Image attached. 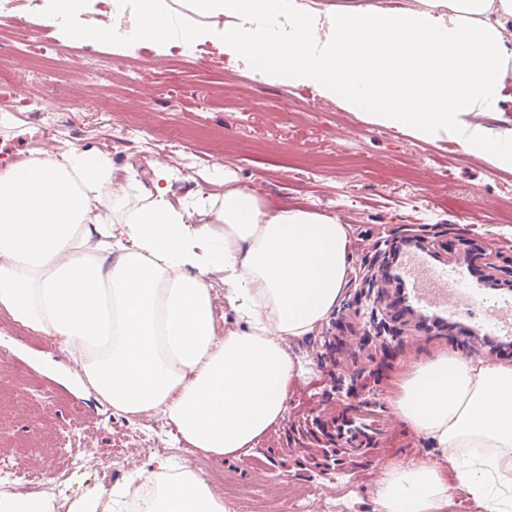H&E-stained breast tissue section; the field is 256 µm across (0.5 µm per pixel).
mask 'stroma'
Returning <instances> with one entry per match:
<instances>
[{
    "label": "stroma",
    "mask_w": 512,
    "mask_h": 512,
    "mask_svg": "<svg viewBox=\"0 0 512 512\" xmlns=\"http://www.w3.org/2000/svg\"><path fill=\"white\" fill-rule=\"evenodd\" d=\"M163 6L196 33L194 52H179L178 37L162 45L90 40L104 26H136L139 0H126L117 13L112 0H89L86 14L53 25L22 2L0 12V113L12 115L11 123H0V169L70 149L106 154L112 185L95 212L111 222L124 216L121 186L129 196L145 197L160 185L173 205L191 209L200 197L223 193V185L211 181L223 169L268 208L339 218L356 268L377 243L396 241L409 225L437 227L444 246L475 239L512 261V168L492 167L444 134L424 141L370 123L313 86L272 83L225 50L221 34L229 17L200 12L194 0H164ZM22 25L42 30L46 54L24 41ZM72 30L85 32V39L68 40ZM136 126L142 136H127ZM371 307L347 285L334 316L289 341L307 373L289 389L279 426L248 458L214 459L189 449L181 455L236 512H251L263 501L283 512L302 495L316 501V512H372V494L386 470L418 459L436 462L432 440L398 418L387 450L327 459L311 431L312 417L364 403L392 413L405 366L439 352L512 364V353L493 354L476 340L463 344L408 329L391 370L346 397L351 375L371 369L379 350L350 336L340 352H331L336 319L369 328ZM0 386V430L6 433L0 458L15 466L0 471V480L30 481L31 491L74 497L107 489L156 469L176 445L163 416L119 415L80 386L71 361L47 339L1 313Z\"/></svg>",
    "instance_id": "stroma-1"
}]
</instances>
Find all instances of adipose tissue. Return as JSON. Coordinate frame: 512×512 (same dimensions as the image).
<instances>
[{"mask_svg":"<svg viewBox=\"0 0 512 512\" xmlns=\"http://www.w3.org/2000/svg\"><path fill=\"white\" fill-rule=\"evenodd\" d=\"M414 9L356 0L320 12L303 0H196L201 11L257 18L224 46L282 86H316L369 122L422 140L448 134L490 165L512 168V129L476 117L500 108L512 74V0H417ZM287 18V38L264 23ZM161 0H140L131 41L165 42ZM112 163L98 152L37 156L0 171V310L51 338L80 384L130 419L163 415L176 442L215 458L248 455L281 421L303 373L284 342L335 309L350 268L347 231L305 209H268L231 187L210 223L186 224L157 189L123 223L85 221ZM243 330L222 331L211 275ZM396 414L439 448L446 468L397 466L373 512H448L455 490L479 512H512V364L447 353L413 363ZM139 512H232L189 465L157 471ZM139 476L70 501L68 512H132Z\"/></svg>","mask_w":512,"mask_h":512,"instance_id":"obj_1","label":"adipose tissue"}]
</instances>
